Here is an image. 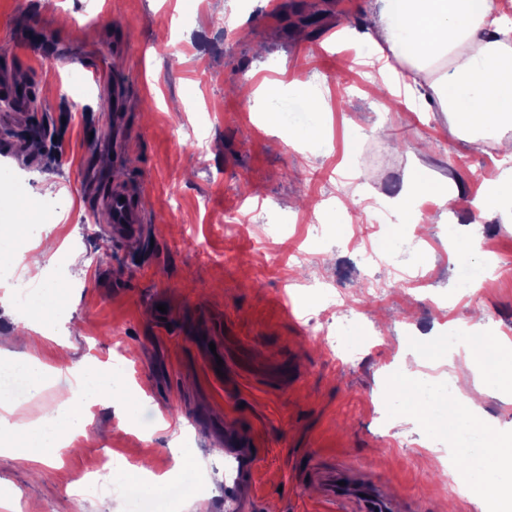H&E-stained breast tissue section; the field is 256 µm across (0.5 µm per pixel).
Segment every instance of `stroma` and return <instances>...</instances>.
<instances>
[{
	"mask_svg": "<svg viewBox=\"0 0 512 512\" xmlns=\"http://www.w3.org/2000/svg\"><path fill=\"white\" fill-rule=\"evenodd\" d=\"M370 0H0V84L21 75L34 89L27 117H0V174L26 192L43 222L17 247L49 236L57 257L17 269L58 301L39 325L41 360L65 351L73 366L111 367L127 397L146 395L167 421L94 407L85 436L68 438L57 465L0 455V501L24 495L25 512H109L115 488L98 460L160 474L171 443L197 466V491L224 512V448L253 443L246 512H323L325 477L337 475L341 512H364L378 487L387 512H482L448 494L443 431L450 352L472 315L492 341H512V223L485 204V181L512 159L492 143L467 144L439 109L406 112L404 90L367 96L385 61L364 39ZM96 59L122 82L79 76ZM323 98L311 121L325 142L292 146L303 126H268L265 109L292 96ZM265 87L266 95L255 92ZM357 136L371 171L344 165ZM461 181L465 206L432 225L423 247L405 215L383 234L397 272L350 248L370 223L365 199L413 172ZM129 184L143 218L138 237L107 238L102 194ZM365 198L347 216L340 201ZM310 199L304 212L292 199ZM249 216L232 224L229 213ZM301 251L302 260L291 257ZM383 284L375 294L372 283ZM349 312L328 337L306 330L332 298ZM31 317L0 287V361L23 355L9 338ZM428 384L412 413L394 385ZM483 437L497 449L460 457L483 471L512 461V390L476 370ZM100 491L78 497L76 482Z\"/></svg>",
	"mask_w": 512,
	"mask_h": 512,
	"instance_id": "stroma-1",
	"label": "stroma"
}]
</instances>
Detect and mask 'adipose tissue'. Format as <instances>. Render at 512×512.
<instances>
[{
    "label": "adipose tissue",
    "mask_w": 512,
    "mask_h": 512,
    "mask_svg": "<svg viewBox=\"0 0 512 512\" xmlns=\"http://www.w3.org/2000/svg\"><path fill=\"white\" fill-rule=\"evenodd\" d=\"M378 8L364 36L376 49H389L398 65L423 76L420 100L435 97L451 129L469 143L491 140L512 157V47L502 40L512 32V18L500 14L495 0H377ZM434 197L439 208L453 211L464 200L457 183L432 185L415 173L391 203L413 209L414 197ZM54 404L42 424L29 428L13 421V399L0 395V432L12 433L15 448L38 449V461L59 457L62 435L83 433L91 407L118 403V381L108 370L89 371L62 379ZM172 471L157 474L145 468L113 471L120 484H137L149 493L162 492L175 470L181 469L183 449L172 451Z\"/></svg>",
    "instance_id": "obj_1"
}]
</instances>
